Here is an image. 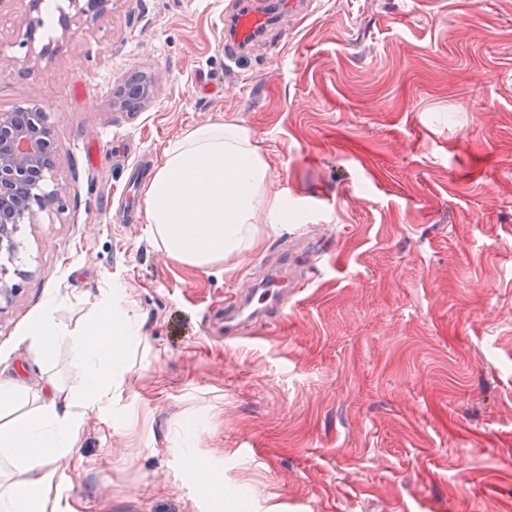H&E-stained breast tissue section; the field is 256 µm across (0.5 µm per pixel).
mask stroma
I'll return each instance as SVG.
<instances>
[{
    "instance_id": "35a3bbf8",
    "label": "stroma",
    "mask_w": 512,
    "mask_h": 512,
    "mask_svg": "<svg viewBox=\"0 0 512 512\" xmlns=\"http://www.w3.org/2000/svg\"><path fill=\"white\" fill-rule=\"evenodd\" d=\"M237 0H0V111L50 117L64 210L21 225L0 376L67 383L18 339L50 291L80 323L117 282L138 315L123 394L60 459L75 512H512V0H318L244 60ZM41 19L32 43L29 20ZM161 74L127 115L112 92ZM246 129L281 203L204 272L158 250L131 164L189 127ZM329 244L285 315L225 343V296L280 249ZM204 418L205 432L185 428ZM221 472L217 498L195 462Z\"/></svg>"
}]
</instances>
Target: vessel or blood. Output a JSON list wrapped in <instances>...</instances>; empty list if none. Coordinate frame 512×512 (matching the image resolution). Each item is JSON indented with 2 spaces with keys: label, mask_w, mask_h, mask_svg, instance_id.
I'll return each instance as SVG.
<instances>
[{
  "label": "vessel or blood",
  "mask_w": 512,
  "mask_h": 512,
  "mask_svg": "<svg viewBox=\"0 0 512 512\" xmlns=\"http://www.w3.org/2000/svg\"><path fill=\"white\" fill-rule=\"evenodd\" d=\"M271 16L262 6L239 0L228 27L231 36L224 44V56L235 61L248 45L270 23ZM321 260L320 251L313 250L299 257L291 251L281 250L278 261L260 282H247L231 296L224 299V336L228 339L256 338L260 328L269 321L281 316L288 305L289 293H300L306 287V280L289 283L288 278L295 270L312 267Z\"/></svg>",
  "instance_id": "obj_1"
}]
</instances>
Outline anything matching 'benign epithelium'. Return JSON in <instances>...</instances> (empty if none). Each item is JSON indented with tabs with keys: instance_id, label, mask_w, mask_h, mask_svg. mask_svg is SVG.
Returning a JSON list of instances; mask_svg holds the SVG:
<instances>
[{
	"instance_id": "obj_1",
	"label": "benign epithelium",
	"mask_w": 512,
	"mask_h": 512,
	"mask_svg": "<svg viewBox=\"0 0 512 512\" xmlns=\"http://www.w3.org/2000/svg\"><path fill=\"white\" fill-rule=\"evenodd\" d=\"M56 152L48 113L40 105L0 112V254L16 257L19 225L37 224L43 212L67 206L68 187L46 190Z\"/></svg>"
}]
</instances>
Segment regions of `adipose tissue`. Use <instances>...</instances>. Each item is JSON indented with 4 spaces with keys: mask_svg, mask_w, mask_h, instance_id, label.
Instances as JSON below:
<instances>
[{
    "mask_svg": "<svg viewBox=\"0 0 512 512\" xmlns=\"http://www.w3.org/2000/svg\"><path fill=\"white\" fill-rule=\"evenodd\" d=\"M268 167L250 134L232 123L190 127L169 141L145 199L146 221L160 250L176 262L209 270L250 249L262 214L279 211L267 196ZM61 303L48 295L20 342L50 359L68 348L72 384L47 379L30 391L0 379V512H63L57 462L73 455L83 417L120 398L141 326L123 288L102 289L86 320L59 321Z\"/></svg>",
    "mask_w": 512,
    "mask_h": 512,
    "instance_id": "1",
    "label": "adipose tissue"
}]
</instances>
